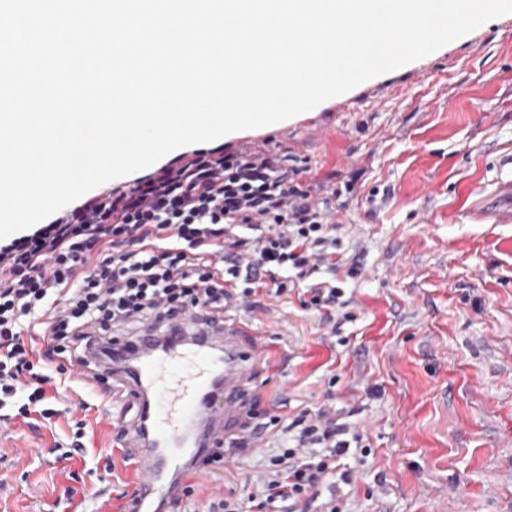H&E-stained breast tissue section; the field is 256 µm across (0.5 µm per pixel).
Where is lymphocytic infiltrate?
Here are the masks:
<instances>
[{"label":"lymphocytic infiltrate","mask_w":512,"mask_h":512,"mask_svg":"<svg viewBox=\"0 0 512 512\" xmlns=\"http://www.w3.org/2000/svg\"><path fill=\"white\" fill-rule=\"evenodd\" d=\"M354 186L327 188L308 166L241 147L200 149L111 189L0 243V423L58 414L49 391L75 366L82 394L114 392L98 373L113 334L191 312L208 325L231 308L261 309L262 297L300 294L328 336L352 320L344 290L329 282L341 265L338 230ZM46 336L43 350L26 330ZM275 454L252 476L257 512H338L341 457L363 440L341 421L331 391L290 418Z\"/></svg>","instance_id":"obj_1"}]
</instances>
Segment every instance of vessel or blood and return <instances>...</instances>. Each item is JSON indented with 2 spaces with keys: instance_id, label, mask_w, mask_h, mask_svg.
Wrapping results in <instances>:
<instances>
[{
  "instance_id": "vessel-or-blood-1",
  "label": "vessel or blood",
  "mask_w": 512,
  "mask_h": 512,
  "mask_svg": "<svg viewBox=\"0 0 512 512\" xmlns=\"http://www.w3.org/2000/svg\"><path fill=\"white\" fill-rule=\"evenodd\" d=\"M241 323L222 331L173 337L160 349L143 338L134 366L116 364L112 374L139 407L128 426V443L138 451L140 476L126 512H151L180 499L182 487L197 483L185 459L206 451L216 439L232 446L251 431L246 406L252 371L244 366L237 340Z\"/></svg>"
}]
</instances>
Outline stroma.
<instances>
[{"label":"stroma","mask_w":512,"mask_h":512,"mask_svg":"<svg viewBox=\"0 0 512 512\" xmlns=\"http://www.w3.org/2000/svg\"><path fill=\"white\" fill-rule=\"evenodd\" d=\"M231 143L309 164L330 186L354 180L361 197L381 191L339 232L336 283L355 315L339 328L346 345L294 298L268 315L228 311L247 327L245 348L265 349L252 382L261 409L314 405L337 376L336 408L371 450L362 468L341 462L355 471L341 512H512V223L474 216L512 177V14ZM111 408L96 401L86 450L66 463L48 452L69 445L65 419L37 432L12 424L0 436V512H117L135 471L109 440ZM261 462L203 476L171 512H203L217 492L247 503Z\"/></svg>","instance_id":"1"}]
</instances>
